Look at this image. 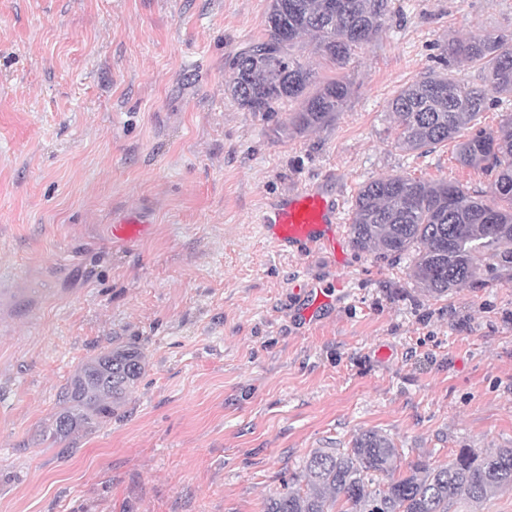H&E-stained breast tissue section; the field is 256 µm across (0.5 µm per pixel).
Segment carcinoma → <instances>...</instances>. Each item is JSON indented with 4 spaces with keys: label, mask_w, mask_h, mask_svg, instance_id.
I'll return each instance as SVG.
<instances>
[{
    "label": "carcinoma",
    "mask_w": 512,
    "mask_h": 512,
    "mask_svg": "<svg viewBox=\"0 0 512 512\" xmlns=\"http://www.w3.org/2000/svg\"><path fill=\"white\" fill-rule=\"evenodd\" d=\"M390 0H269L267 37L228 62V89L240 107L270 112L297 102L289 127L325 126L341 110L350 86L336 76L308 95L312 71L295 56L308 36L315 50L343 67L352 49L370 42ZM268 47L275 65L256 61ZM448 54L474 64L481 85L430 72L403 87L390 102L395 144L427 152L455 143L456 160L489 177V193L474 195L455 181L432 182L392 174L364 184L350 224L355 248L379 258H411L409 277L423 292L442 296L478 281L481 267L512 270V118L497 129L479 117L512 97V38H475L448 45ZM145 370L132 344L117 345L82 363L61 392L51 439L60 443L112 419ZM512 490V448H461L445 465L418 460L401 470L393 441L375 431L355 436L348 448H316L296 481L269 499L265 512H448L454 502L478 506Z\"/></svg>",
    "instance_id": "carcinoma-1"
}]
</instances>
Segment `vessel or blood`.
I'll return each instance as SVG.
<instances>
[{"label":"vessel or blood","mask_w":512,"mask_h":512,"mask_svg":"<svg viewBox=\"0 0 512 512\" xmlns=\"http://www.w3.org/2000/svg\"><path fill=\"white\" fill-rule=\"evenodd\" d=\"M341 205L336 198L317 188L285 195L262 211L259 222L271 240L279 245L307 246L331 251L336 247V226ZM149 227L141 215L130 214L114 227L124 240L142 237Z\"/></svg>","instance_id":"obj_1"}]
</instances>
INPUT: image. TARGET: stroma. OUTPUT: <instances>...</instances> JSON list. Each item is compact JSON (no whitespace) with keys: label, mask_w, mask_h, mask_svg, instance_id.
Masks as SVG:
<instances>
[{"label":"stroma","mask_w":512,"mask_h":512,"mask_svg":"<svg viewBox=\"0 0 512 512\" xmlns=\"http://www.w3.org/2000/svg\"><path fill=\"white\" fill-rule=\"evenodd\" d=\"M269 0H0V512H264L305 457L375 431L403 461L512 448V271L430 296L408 258L280 250L266 202L318 187L353 205L408 173L487 190L453 144H394L389 101L451 61L449 40L512 34V0H392L342 75L334 121L241 108L229 58ZM149 223L131 242L112 225ZM333 288L314 320L300 283ZM133 343L145 373L110 422L46 437L88 357Z\"/></svg>","instance_id":"obj_1"}]
</instances>
